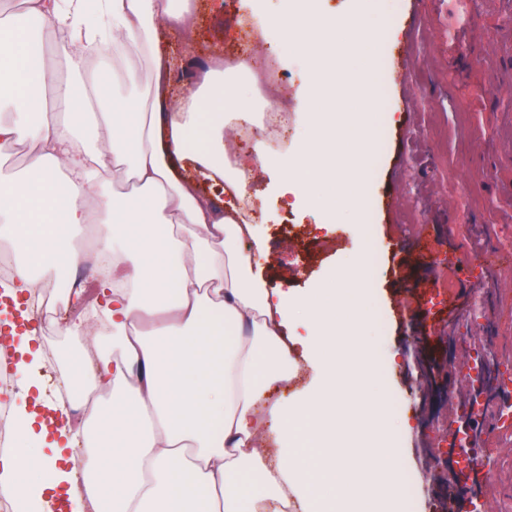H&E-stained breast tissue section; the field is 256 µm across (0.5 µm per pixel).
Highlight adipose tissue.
I'll return each mask as SVG.
<instances>
[{"instance_id": "1", "label": "adipose tissue", "mask_w": 512, "mask_h": 512, "mask_svg": "<svg viewBox=\"0 0 512 512\" xmlns=\"http://www.w3.org/2000/svg\"><path fill=\"white\" fill-rule=\"evenodd\" d=\"M24 2L21 18L0 26V142L30 145L24 174L0 172V236L21 246L6 294L31 293L37 269L75 265L74 228L108 225L94 249L112 263L97 269L95 295L68 286L83 312L66 331L81 335L88 317L101 314L112 333L96 342L94 357L75 361L55 429L38 411H23L13 450L0 454V489L18 512H39L49 490L70 512H408L396 453L407 422L384 381L370 251L308 296L285 298L244 250L253 226L237 206L249 194L251 168L271 167L284 193L366 223L369 170L388 121L384 0H354L351 15L327 23L313 15L315 0H300L277 20L281 56L302 53L320 69L341 55L330 81L358 77L366 88L342 114L311 92V131L297 155L274 160L258 145L234 170L220 139L231 122L249 120L245 96L210 70L173 98L177 62L157 48L161 30H188L187 7ZM46 23L78 51L152 46L149 101L61 80L36 44L35 28ZM47 87L54 106L36 107ZM83 127L92 143L79 136ZM177 159L223 185L230 204L216 205L196 180L178 176ZM110 170L134 179V193L100 197ZM298 320L307 335L293 331ZM303 361L315 372L312 389L271 400ZM53 432L83 445L81 473L27 460L28 439L44 443Z\"/></svg>"}]
</instances>
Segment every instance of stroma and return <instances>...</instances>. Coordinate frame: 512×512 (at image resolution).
I'll return each mask as SVG.
<instances>
[{"mask_svg": "<svg viewBox=\"0 0 512 512\" xmlns=\"http://www.w3.org/2000/svg\"><path fill=\"white\" fill-rule=\"evenodd\" d=\"M187 7L190 37L170 32L161 41L166 53L185 63L173 75L175 87L188 72L255 55L257 74L247 82L254 110L274 95L289 114L287 138L269 153L297 154L308 121L311 65L302 55L279 57L264 35L265 19L277 17L282 0H189ZM414 10L419 22L412 27ZM389 18L394 34L386 41L383 107L392 118L370 171L369 229L354 224L351 212L333 217L280 194L276 181L258 170L242 210L267 249L268 287L288 297L308 294L364 245L379 254L372 285L385 308L384 346L396 355L385 382L397 411L406 415L419 400L408 385L414 353L406 338L430 327L421 293L462 252L450 225L480 224L489 235L512 236V0H393ZM46 60L60 76L78 72L121 94L133 86L145 97L152 86V62L143 48H129L118 64L108 52L91 59L54 50ZM99 334L90 321L77 337L59 328L44 335L50 356L36 376L44 400L55 401L70 357ZM399 456L412 480V512H436L416 434L402 438Z\"/></svg>", "mask_w": 512, "mask_h": 512, "instance_id": "obj_1", "label": "stroma"}]
</instances>
